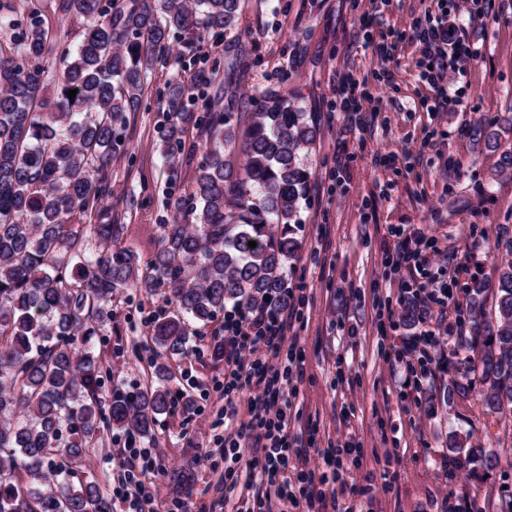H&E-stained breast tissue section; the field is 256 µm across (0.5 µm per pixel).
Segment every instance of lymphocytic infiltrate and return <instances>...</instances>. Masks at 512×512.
Wrapping results in <instances>:
<instances>
[{"label":"lymphocytic infiltrate","instance_id":"obj_1","mask_svg":"<svg viewBox=\"0 0 512 512\" xmlns=\"http://www.w3.org/2000/svg\"><path fill=\"white\" fill-rule=\"evenodd\" d=\"M438 18L414 21L410 29L420 45V78L432 90L431 111L444 112L457 100L448 93L449 73L463 59L476 57L477 51L465 34L449 30L448 12L480 14L483 0H437ZM301 313L288 306L281 316L269 317L264 310L249 309L229 315L224 323V417L236 414L235 398L249 392L251 418L239 426L227 448L237 451L241 442H250L256 454L248 468L249 481L269 484L285 480L289 460H296L306 478L307 505L325 503L328 478L308 457L310 439L305 432H291L288 411L298 396V381L304 375L305 354L296 334ZM124 470L123 499L130 512H145L150 497L140 474L152 462L148 453L135 448L122 449Z\"/></svg>","mask_w":512,"mask_h":512}]
</instances>
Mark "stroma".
<instances>
[{
    "mask_svg": "<svg viewBox=\"0 0 512 512\" xmlns=\"http://www.w3.org/2000/svg\"><path fill=\"white\" fill-rule=\"evenodd\" d=\"M433 8L432 0H240L233 33L175 41L158 60L109 172L120 242L149 260L162 224L195 185L206 139L189 130L177 169L169 168L158 130L174 58L208 60L205 86H197L195 68L180 72L194 88L195 110L207 97L223 111L224 63L236 57L243 64L232 86L235 111H252L267 89L299 98L319 135L307 156L314 174L297 230L303 247L288 271L289 286L302 290L297 333L306 350L289 427L312 433L314 464L336 445L360 448L334 484L339 512H499L512 498V427H504V414L487 412L478 394H450L454 372L432 362L414 384L395 359L425 328L401 320L411 300L403 286L418 275L385 264L400 245L395 229L427 228L442 256L430 274L452 294L432 320L448 328L452 361L462 357L459 338L470 331L472 280L496 288L497 265L512 259V177L489 180L495 157L471 137L476 125L512 115V0H487L472 20L449 15L478 56L450 77L448 91L461 95V106L437 113L423 105L431 91L419 79L415 43L404 40L387 62L366 46ZM342 82L371 97L362 130L336 109L332 88ZM387 153L391 161L376 165L375 156ZM340 155L351 163L339 173ZM171 308L168 292L129 288L115 296L112 320L99 331L104 390L138 393L161 370L172 394L150 441L153 468L142 478L153 496L149 512H175L179 501L187 512H203L218 500L224 512H303L275 489L225 480L219 446L249 420V395L237 396L235 420L223 423L224 365L210 354L223 317L193 339L187 357L167 358L146 344L152 322ZM457 434L499 457V465L480 479L449 474L448 446ZM126 442L114 430L95 450L94 473L115 490L116 457ZM208 449L213 456L203 470L197 457Z\"/></svg>",
    "mask_w": 512,
    "mask_h": 512,
    "instance_id": "1",
    "label": "stroma"
}]
</instances>
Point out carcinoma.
Instances as JSON below:
<instances>
[{"label": "carcinoma", "mask_w": 512, "mask_h": 512, "mask_svg": "<svg viewBox=\"0 0 512 512\" xmlns=\"http://www.w3.org/2000/svg\"><path fill=\"white\" fill-rule=\"evenodd\" d=\"M239 4L59 0L78 24L70 45L46 30L38 5L23 26L0 0V29L13 31L0 39V512H114L91 450L110 428L151 439L169 410L161 372L134 399L101 392L97 340L118 291L169 292L173 309L152 323L150 342L172 358L188 353L195 325L228 308L275 316L290 302L288 268L302 248L296 230L312 176L305 159L317 137L298 101L264 91L243 121L228 107L186 111L190 87L169 80L168 159L188 128L206 132L191 206L175 208L143 263L121 247L120 225L102 205L119 130L158 59L183 36L235 29ZM55 53L65 67L51 77L43 62ZM472 136L496 155L492 177L512 175V141H500L492 123ZM88 215L95 222L83 223ZM497 277L490 306L481 282L468 289L471 355L458 361L451 388L464 397L481 385L492 413L512 410V260ZM482 453L457 435L448 448L475 476V462L485 471L497 464ZM46 471L48 485L37 480Z\"/></svg>", "instance_id": "1"}]
</instances>
